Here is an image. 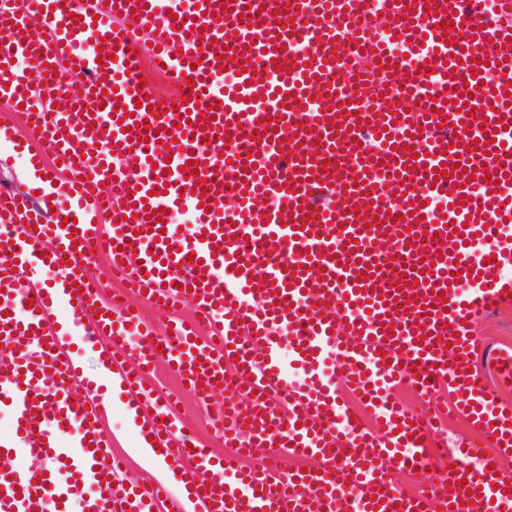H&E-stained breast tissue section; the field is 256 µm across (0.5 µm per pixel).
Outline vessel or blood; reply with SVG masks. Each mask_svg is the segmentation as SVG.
Wrapping results in <instances>:
<instances>
[{
  "mask_svg": "<svg viewBox=\"0 0 512 512\" xmlns=\"http://www.w3.org/2000/svg\"><path fill=\"white\" fill-rule=\"evenodd\" d=\"M378 3L374 12L366 0L0 8V103L45 145L28 149L27 163L52 209L44 217L27 196L0 190V339L11 344L0 403L13 417L0 452L50 462L0 468V512L51 503L70 512L76 501L82 512H128L130 493L115 482L123 459L96 465L109 448V408L90 402L100 381L80 380L61 347L51 317L62 304L73 325L92 320L84 347L105 335L131 354V386L163 353L202 399L250 396L249 410L229 402L214 418L221 459L169 414L153 418L161 456L208 462L201 512H512V478L498 467L512 454V409L471 370L474 321L512 303V0H494L490 17L479 0H438L435 11L426 0ZM146 37L154 49L144 56ZM90 40L102 42L100 55L83 51ZM353 43L376 69L358 68ZM148 65L166 68L174 90L142 85ZM68 77L81 80L79 99L61 96ZM165 101L172 110L150 115ZM230 138L261 152L224 150ZM49 155L68 171L64 183ZM60 196L66 207H55ZM151 208L194 222L182 233L148 217ZM101 248L131 293L162 312L191 303L196 319L154 337L126 302L85 280L82 263ZM35 263L59 270L63 297L32 287ZM340 383L375 428L340 402ZM396 383L429 398L448 385L482 446L433 454L430 410L399 409ZM257 448L263 462L242 466ZM287 454L310 464L283 472ZM382 458L424 476L423 492L395 484ZM58 469L71 473L62 487Z\"/></svg>",
  "mask_w": 512,
  "mask_h": 512,
  "instance_id": "1",
  "label": "vessel or blood"
}]
</instances>
